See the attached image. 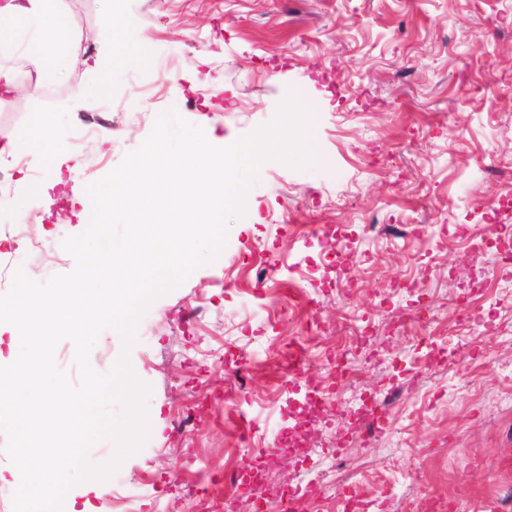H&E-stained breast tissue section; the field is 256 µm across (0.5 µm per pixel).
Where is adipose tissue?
Instances as JSON below:
<instances>
[{"instance_id":"ef3b65f1","label":"adipose tissue","mask_w":512,"mask_h":512,"mask_svg":"<svg viewBox=\"0 0 512 512\" xmlns=\"http://www.w3.org/2000/svg\"><path fill=\"white\" fill-rule=\"evenodd\" d=\"M58 3L59 0H0V44L11 45L21 36H28L29 56L44 72L54 71L60 59L72 67L87 64L78 41H70L64 53L55 51L63 30L74 25L72 19L58 13ZM121 25L113 9L104 10L101 27L110 46L113 66L146 60L145 47L134 30H127L125 40H117L115 32Z\"/></svg>"}]
</instances>
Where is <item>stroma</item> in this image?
I'll use <instances>...</instances> for the list:
<instances>
[{"label": "stroma", "mask_w": 512, "mask_h": 512, "mask_svg": "<svg viewBox=\"0 0 512 512\" xmlns=\"http://www.w3.org/2000/svg\"><path fill=\"white\" fill-rule=\"evenodd\" d=\"M136 29L146 62L110 69L101 35L106 5ZM88 66L37 73L23 49L0 47L16 100L0 108V145L19 141L49 116L62 150L26 149L0 157L23 162L21 184L60 178L29 196L24 215L0 205V225L23 223L39 246L21 251L25 273L43 283L70 273L63 241L89 225L88 184L113 169L169 110L226 146L270 124L289 92L312 113L320 163L264 162L212 262L155 299L132 347L101 332L90 363L107 373L128 354L147 385V433L89 498L91 481L72 486L62 512H208L224 500L192 493L200 479L242 472L264 449L268 481L305 486L323 470L329 445L343 442L346 472L364 500L387 492V512H426L449 497L453 512H505L512 489V182L486 167L512 168V0H63ZM416 224L419 244L368 224ZM338 241L341 269L324 267L320 239ZM484 239L480 257L471 239ZM302 284L311 306L284 315L277 287H257L255 267ZM280 284V285H281ZM423 301L430 317L397 330L395 318ZM201 310L185 322L184 309ZM479 310L487 324L462 313ZM319 332L303 333L307 319ZM368 328L367 350L350 344ZM305 335L309 365L292 387L279 380V348ZM347 351L353 383L345 399L406 385L424 364L420 391L396 402L384 431L352 435L348 415L313 422L310 459L279 451L299 419L290 392L324 386L327 355ZM191 407L190 429L177 413ZM251 422L250 446L239 434ZM342 471V472H345ZM342 472L329 471V479ZM165 486L156 495L155 486Z\"/></svg>", "instance_id": "stroma-1"}]
</instances>
